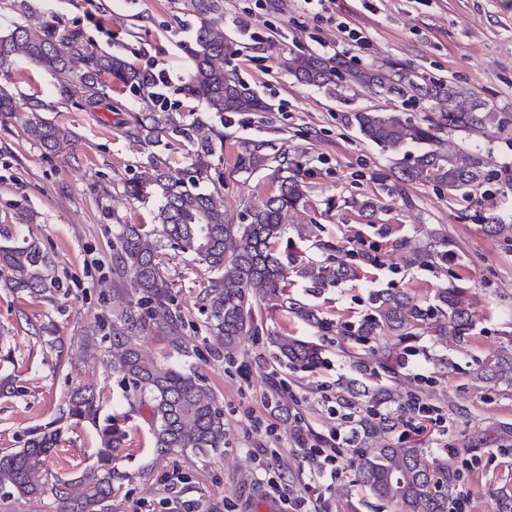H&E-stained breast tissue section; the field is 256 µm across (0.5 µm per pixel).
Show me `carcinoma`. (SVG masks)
Wrapping results in <instances>:
<instances>
[{"label": "carcinoma", "mask_w": 512, "mask_h": 512, "mask_svg": "<svg viewBox=\"0 0 512 512\" xmlns=\"http://www.w3.org/2000/svg\"><path fill=\"white\" fill-rule=\"evenodd\" d=\"M220 7L219 0H198L201 16L192 42L187 47L192 71L185 85L187 96L202 101L208 111L219 115L265 112L268 104L226 68L235 55L234 43L224 30L209 24L204 16ZM20 20L0 29V68L24 56L59 80V93L76 97L88 109L103 105L107 82L138 90L142 111L128 122L125 134L152 148L140 164L142 172L125 184L124 192L137 200L157 199L152 224H120L112 248L116 275L127 279L130 288L109 331V346L101 350L89 345L92 354L103 358L111 373L124 381L133 398L150 410L153 448L158 455L188 454L208 457L223 451L226 436L224 414L217 406L218 396L195 371L172 360V354L186 353L181 331L184 316L175 303L165 271L164 251L176 250L192 256L205 267L206 282L200 284L207 312V330L214 345L232 357L242 339L258 330L257 313L268 296L277 297L298 320L316 329L318 336H338L336 343H369L378 336H394L402 341L414 331L431 324L436 336L448 335L458 342L470 336L474 324L468 289L451 284L438 288L433 304L424 307L404 289H376L369 293L364 313L351 321L335 322L315 306L288 294L291 278L305 281L308 291L318 294L341 282L358 280L368 267L381 265V251L398 252L418 267H431L446 256L448 239L437 233L420 238H394L391 227L380 222L378 214L387 211L382 201L400 198L410 201L402 184L428 183L450 198H461L476 206L486 194L485 187L498 178L489 154L468 146L448 153L444 133L464 131L478 134L487 116L482 104L465 90L447 80H428L407 64L384 61L369 67L354 68L339 56L290 52L280 65L299 83L324 88L331 93L360 87L372 93L396 94L416 101L430 102L429 113L416 120L393 109H366L345 116L366 141L397 157H407L412 144L424 143L427 150L412 164L399 168L395 181L378 178V192L363 199L350 197L343 204L356 210L369 224L378 225L381 238L376 247L344 250L324 241L313 220L302 227L299 236L313 237L315 247L336 252V264L298 262L280 252L278 245L286 231L288 216L306 206L310 193V172L284 151H269L262 142L239 147L232 174L252 177L263 173L275 189L261 203L246 208L234 219L224 209V195L218 189L204 191L198 186V171L209 166L218 132H200L190 153V175L168 177L166 161L157 147L176 136L188 135L189 127L162 108L158 89L149 71L119 54L83 52L85 72L71 79L73 55L83 37L72 33L57 40L47 20L28 15L26 0H13ZM12 93L0 85V119L14 115ZM25 138L45 154H54L74 141L67 127L46 118L41 107L33 106L21 120ZM483 230L506 241L512 240V224L489 217ZM0 264L11 271L7 287L37 300L50 297L59 287L55 262L35 240H18L10 224H0ZM156 332L167 340L170 350L147 354L135 337ZM269 348L278 362L292 370L315 371L323 366V345L276 332L268 334ZM403 356L394 348L376 349L371 356L353 362L355 376L336 382V402L363 409L350 431L349 442L361 449L353 465L354 482L379 499L395 506L396 512H448L456 499L459 472L444 458L428 459L421 448L390 438L401 413L415 394L397 385L370 387L366 380L386 376L398 378ZM475 380L512 386V334L508 344L494 358L476 362L470 373ZM102 392L93 384L82 386L68 396L58 409L56 422L72 419L88 422L96 430L97 464L74 479L42 478L46 462L58 446L59 429H37L22 448L0 449V497L11 505L37 502L53 496L58 512H116L113 500L128 475L112 468V455L126 441V434L112 419L100 421Z\"/></svg>", "instance_id": "obj_1"}]
</instances>
